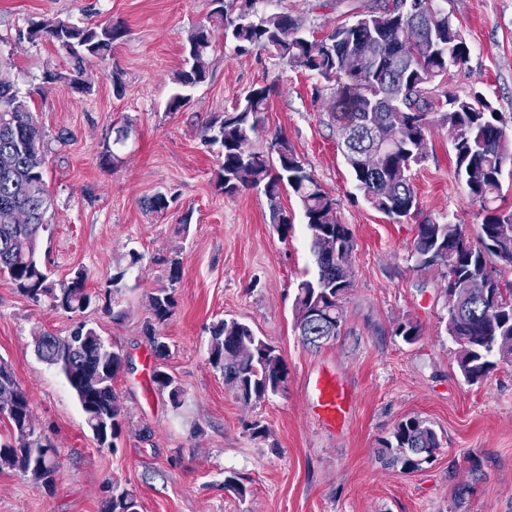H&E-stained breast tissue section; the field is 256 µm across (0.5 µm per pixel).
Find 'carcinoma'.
<instances>
[{
	"label": "carcinoma",
	"mask_w": 512,
	"mask_h": 512,
	"mask_svg": "<svg viewBox=\"0 0 512 512\" xmlns=\"http://www.w3.org/2000/svg\"><path fill=\"white\" fill-rule=\"evenodd\" d=\"M211 17L223 30L224 42L239 54L265 51L280 61L336 83L330 116L336 125L350 129L351 138L341 144L342 155L355 186L368 203L388 217L401 221L418 210L411 181L414 166L428 156L427 133L434 125L448 133L457 178L485 212L478 244L464 240L463 225L427 220L417 225L412 254L417 266L440 269L448 296V335L457 345V366L474 384L497 363H512V210L494 205L501 190L506 163L512 164V116L491 110L480 96L472 98L433 95L452 66L467 62L455 54L465 38L438 0L418 12L410 0H376L351 6L354 20L338 24L317 38L304 32L301 19L286 12L258 9L260 0H211ZM19 37L30 41L46 37L74 63L72 88L89 90L82 76L92 60L112 50L122 31L114 26H79L68 20L49 19L27 29ZM211 47L209 31L198 28L188 39L184 68L177 82L184 90L206 76L205 57ZM363 51L377 55L376 65L366 70L349 64ZM274 86H254L240 96L232 110L209 126V143L222 147L219 182L226 195L243 188L255 189L269 201L270 223L288 237L290 220L278 200L291 191L299 200L310 233L314 273L297 285L294 327L298 336L321 330L331 336L341 332L343 303L353 282L339 279L341 266L351 262L354 238L337 216L336 199L306 169L285 137L275 138L270 151L251 148L252 136L267 112ZM441 112L433 111L435 107ZM392 142L385 153L376 152L381 142ZM11 165L0 167V273L18 292L34 301L42 299L66 312H82L100 299L85 288L78 272L60 287L36 257L37 241L47 226L51 205L43 166V133L19 91L0 71V158ZM336 238V253L323 255L319 236ZM175 306L174 295L161 291L149 297L154 321L165 322ZM320 308L322 321L307 320L308 311ZM147 339L155 355L169 354L166 337L152 324ZM395 335L416 342L421 331L407 321ZM35 352L57 368L75 394L85 424L99 445L102 435L121 432L122 407L113 388L114 377L125 365L124 354L85 322H78L67 336L41 333L35 336ZM208 359L245 402L260 401L284 389L287 365L278 350L257 336L252 327L237 319H222L210 330ZM158 389L171 403L181 404L183 391L175 379L158 368L153 373ZM0 390L20 398L18 410L8 416V438L0 439V470L18 471L45 486L55 483L62 462L49 436L36 431L31 400L10 365L0 360ZM441 448L437 431L419 418L399 422L380 451V457L400 470H417ZM104 512H138L136 495L118 485L105 501Z\"/></svg>",
	"instance_id": "1"
}]
</instances>
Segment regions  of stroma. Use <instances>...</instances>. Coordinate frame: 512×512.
<instances>
[{
    "label": "stroma",
    "instance_id": "stroma-1",
    "mask_svg": "<svg viewBox=\"0 0 512 512\" xmlns=\"http://www.w3.org/2000/svg\"><path fill=\"white\" fill-rule=\"evenodd\" d=\"M267 12L302 19L325 36L345 20L336 0H263ZM469 57L451 68L440 92L480 93L512 115V0H446ZM209 0H0V61L44 133V179L52 206L37 255L63 284L76 271L89 291L103 292L125 265L115 296L123 319L96 305L75 315L33 301L0 276V359L31 398L35 424L55 442L63 467L54 488L0 471V512H101L112 484L133 491L139 512H512V365L468 383L446 331L444 280L417 267L418 224L463 225L476 239L483 213L454 177L445 130L428 135L427 159L414 167L419 207L397 222L376 211L356 188L329 117L335 83L268 53L237 54L214 30L205 80L178 111L177 91L190 34L205 24ZM61 18L78 25L114 24L125 35L106 59L87 69L90 92L71 89L67 55L19 31ZM272 84L254 150L286 137L305 167L337 200L351 230L354 287L339 336L318 349L295 330L298 283L314 270L309 232L296 198L282 194L292 228L280 235L265 196L224 194L211 121L254 85ZM124 144H115L117 129ZM171 197L161 213L147 206ZM167 290L176 305L159 330L170 345L156 358L145 335L149 298ZM237 319L274 345L288 367L284 389L243 404L209 363L213 323ZM86 321L128 357L113 381L123 409L115 448L99 447L57 369L41 361L34 337L69 333ZM416 323L414 343L396 336ZM162 368L180 385L181 407L153 381ZM327 373L350 398L342 427L325 428L313 412L309 382ZM426 420L442 438L431 462L403 473L383 466L379 450L395 425ZM244 478L245 495L224 477Z\"/></svg>",
    "mask_w": 512,
    "mask_h": 512
}]
</instances>
